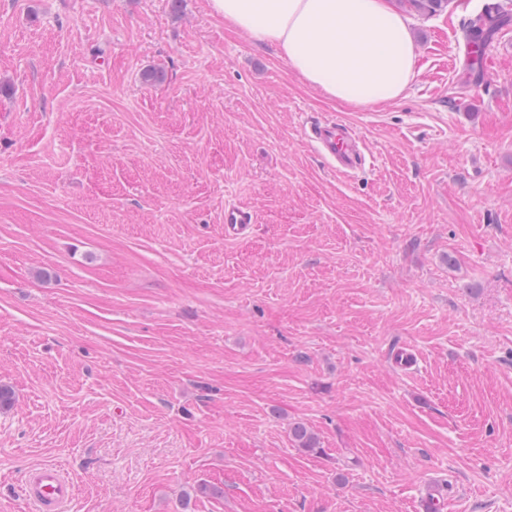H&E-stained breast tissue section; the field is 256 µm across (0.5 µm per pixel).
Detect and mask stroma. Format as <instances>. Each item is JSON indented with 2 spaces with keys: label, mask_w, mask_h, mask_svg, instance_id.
I'll return each mask as SVG.
<instances>
[{
  "label": "stroma",
  "mask_w": 512,
  "mask_h": 512,
  "mask_svg": "<svg viewBox=\"0 0 512 512\" xmlns=\"http://www.w3.org/2000/svg\"><path fill=\"white\" fill-rule=\"evenodd\" d=\"M484 2L412 12L420 74L353 108L207 0H0V512L47 462L69 512H422L433 484L512 512V21L468 79ZM303 131L306 140L317 148L337 175L351 174L365 160L362 141L340 121H307ZM253 211L242 205L225 204L224 206V234L228 237L241 234L251 224H255Z\"/></svg>",
  "instance_id": "35a3bbf8"
}]
</instances>
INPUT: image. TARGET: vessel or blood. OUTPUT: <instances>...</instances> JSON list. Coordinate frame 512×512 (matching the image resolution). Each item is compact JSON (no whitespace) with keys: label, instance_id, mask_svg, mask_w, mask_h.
<instances>
[{"label":"vessel or blood","instance_id":"b4317fda","mask_svg":"<svg viewBox=\"0 0 512 512\" xmlns=\"http://www.w3.org/2000/svg\"><path fill=\"white\" fill-rule=\"evenodd\" d=\"M303 131L306 140L317 148L338 175L351 174L365 159L362 141L342 122L311 120L305 122ZM254 222L255 215L250 208L225 205L226 236L241 234ZM23 493L31 512H65L77 491L74 482L59 465L43 463L24 473Z\"/></svg>","mask_w":512,"mask_h":512}]
</instances>
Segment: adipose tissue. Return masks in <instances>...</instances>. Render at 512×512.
I'll return each mask as SVG.
<instances>
[{"mask_svg":"<svg viewBox=\"0 0 512 512\" xmlns=\"http://www.w3.org/2000/svg\"><path fill=\"white\" fill-rule=\"evenodd\" d=\"M225 25L275 46L292 72L353 107L401 98L419 73L394 0H208Z\"/></svg>","mask_w":512,"mask_h":512,"instance_id":"obj_1","label":"adipose tissue"}]
</instances>
